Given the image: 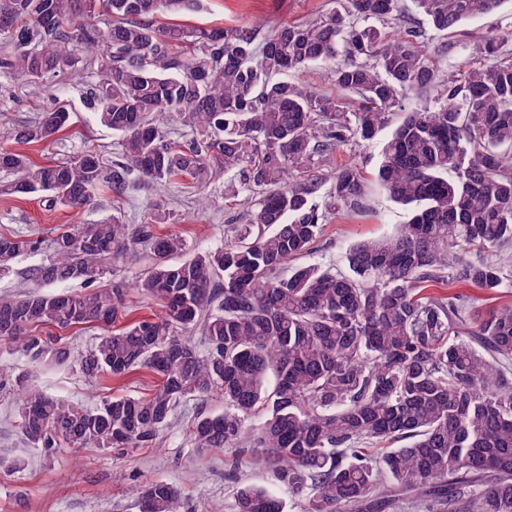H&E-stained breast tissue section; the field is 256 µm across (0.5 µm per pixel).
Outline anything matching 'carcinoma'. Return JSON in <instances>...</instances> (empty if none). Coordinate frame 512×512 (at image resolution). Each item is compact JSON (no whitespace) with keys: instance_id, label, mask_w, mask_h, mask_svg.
Listing matches in <instances>:
<instances>
[{"instance_id":"1","label":"carcinoma","mask_w":512,"mask_h":512,"mask_svg":"<svg viewBox=\"0 0 512 512\" xmlns=\"http://www.w3.org/2000/svg\"><path fill=\"white\" fill-rule=\"evenodd\" d=\"M503 0H413L440 32L492 15ZM311 21L259 29L163 27L162 14L199 0H0V69L52 83L93 53L91 99L100 124L119 135L122 163L94 150L36 165L0 150V195L81 208L103 188L119 195L136 174L153 183L207 178L212 160L238 172L249 222L235 241L190 258L178 234L128 225L120 216L74 224L33 269L36 290L0 296V342L33 360L63 363L71 348L36 334L52 325H96L81 358L88 376L122 377L143 367L159 380L145 396L95 407L41 392L21 394L28 444L138 448L174 412L217 393L224 413L198 414L201 450L245 443L274 482L312 499L313 512H512V305L482 312L464 293L430 291L456 281L487 292L512 287V273L482 257L512 246L511 28H492L465 70L440 78L420 30L394 36L398 0H336ZM110 21L90 23L96 16ZM334 66L337 93L317 94L293 76ZM405 91L435 93L383 146L376 179L411 218L397 235L352 246L348 271L290 262L308 253L326 210L365 197L354 164L314 172L344 145L375 138ZM169 117L190 132L168 140ZM67 126L60 109L0 132L18 144L50 141ZM328 201H317L325 182ZM145 249L151 265L136 284L163 303V316L112 329L122 287L101 286L122 257ZM38 242L0 233V275ZM98 287L43 294L69 281ZM200 332V353L191 335ZM399 447H393V444ZM141 512H185L181 490L154 481L138 491ZM235 512H283V500L242 484Z\"/></svg>"}]
</instances>
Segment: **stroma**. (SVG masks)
<instances>
[{
  "mask_svg": "<svg viewBox=\"0 0 512 512\" xmlns=\"http://www.w3.org/2000/svg\"><path fill=\"white\" fill-rule=\"evenodd\" d=\"M335 6L336 0H200L196 11L178 15L176 21L202 27L254 26L267 31L282 22L318 18ZM509 25L512 0H505L493 16L468 21L455 32H428L426 41L438 56L440 74L461 69L465 56L460 43L475 41L490 27ZM94 80L87 69L50 85H35L0 73V128L38 120L42 112L62 106L70 113L68 127L53 142L24 145L23 153L42 163L93 149L106 163L121 161L118 135L97 123L95 110L86 100L88 86ZM389 135V129H385L371 141L343 146L322 166L326 174L347 162L357 164L366 179V195L361 208L329 212L305 262L345 269V254L350 247L368 238L393 236L408 220V209L393 202L375 180ZM236 180L235 173L225 172L218 165L212 166L200 183L185 179L159 185L135 177L124 195L105 189L92 204L82 208L51 207L39 197L0 196V233L23 231L42 242L39 252L14 261L11 272L0 277V295L28 291L31 270L49 254L48 244L59 228L100 221L115 211L121 212L124 223L154 224L152 206L159 203L168 221L154 224L156 233L179 234L193 254L223 246L231 240L230 225L247 223L251 212L243 198L228 195L230 183ZM147 269V257L140 252L114 269L115 277L126 285L125 321L163 313L157 300L135 286ZM99 334L98 328L89 326L65 331L74 355L62 365L34 361L19 345L0 344V377H20L49 396L87 406L113 396L151 393L157 380L144 368L121 378L106 374L91 378L82 372L79 356L96 344ZM223 410L224 400L219 395L197 398L178 409L152 446L64 448L49 454L21 438L17 393L0 387V458L22 461L21 468L14 471L0 468V512H140L137 488L158 480L181 489L187 512H234V496L241 483L276 492L265 468L238 449L194 447L189 435L194 417Z\"/></svg>",
  "mask_w": 512,
  "mask_h": 512,
  "instance_id": "1",
  "label": "stroma"
}]
</instances>
